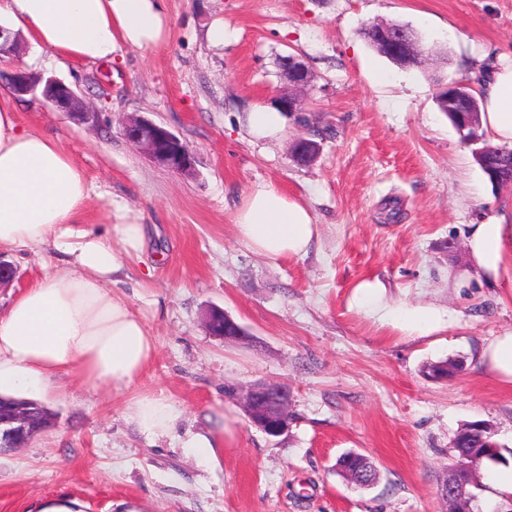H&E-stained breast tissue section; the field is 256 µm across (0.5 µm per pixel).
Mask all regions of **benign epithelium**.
Listing matches in <instances>:
<instances>
[{
	"mask_svg": "<svg viewBox=\"0 0 512 512\" xmlns=\"http://www.w3.org/2000/svg\"><path fill=\"white\" fill-rule=\"evenodd\" d=\"M387 56L403 59L415 66L422 56L420 42L382 33L379 35ZM288 80L292 89L275 98V104L286 113L302 112L299 93L310 86V72L306 65L296 59L288 61ZM6 84L18 99L41 91L59 111L79 125H93L99 121V112L63 81L54 77L45 78L25 69H15L6 77ZM122 133L127 142L152 162L184 175L194 173V154L181 139L168 128L143 116H136L123 123ZM319 146L299 137L292 144V155L299 162H309ZM243 407L250 422L270 436H279L288 430L290 394L288 388L278 384H255L247 388ZM37 435L31 427L29 411L14 407L5 416H0V442H28ZM497 445L488 444L483 455H472L456 460L452 470L471 476L478 471L483 456L491 455Z\"/></svg>",
	"mask_w": 512,
	"mask_h": 512,
	"instance_id": "7a95c632",
	"label": "benign epithelium"
}]
</instances>
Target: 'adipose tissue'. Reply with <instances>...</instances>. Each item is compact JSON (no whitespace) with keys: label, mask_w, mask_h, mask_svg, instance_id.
<instances>
[{"label":"adipose tissue","mask_w":512,"mask_h":512,"mask_svg":"<svg viewBox=\"0 0 512 512\" xmlns=\"http://www.w3.org/2000/svg\"><path fill=\"white\" fill-rule=\"evenodd\" d=\"M0 27L39 47L85 62L112 59L120 48L165 43L172 26L163 0H0ZM480 124L489 139L512 148V63L486 57L479 69ZM90 200L70 151L46 133L22 127L11 94L0 93V248H54L59 261L0 311V394L65 391V378L119 391L135 383L157 353L143 314L133 306L145 283L132 279L146 230L135 209L108 211L106 225L79 223ZM237 237L277 262L308 254L319 229L308 207L272 185H255L234 217ZM467 266L452 285L512 289V207L471 225ZM349 306L397 335L426 337L451 328L450 309L433 303L390 305L376 278L359 281ZM479 364L512 386V331L484 346ZM126 419L147 436L170 435L179 412L167 398L140 395Z\"/></svg>","instance_id":"ef3b65f1"}]
</instances>
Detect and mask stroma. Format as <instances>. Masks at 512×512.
I'll return each mask as SVG.
<instances>
[{"label":"stroma","mask_w":512,"mask_h":512,"mask_svg":"<svg viewBox=\"0 0 512 512\" xmlns=\"http://www.w3.org/2000/svg\"><path fill=\"white\" fill-rule=\"evenodd\" d=\"M172 35L112 62L75 61L22 39L0 70L23 65L56 77L100 109L78 125L41 97L18 101L22 125L66 146L92 187L81 217L99 229L106 210L137 209L150 241L130 273L152 267L164 309L149 318L157 354L130 393L168 396L178 432L224 421L217 460L171 438L139 433L122 412L130 393L107 395L72 379L66 394L35 393L54 427L0 453V512H445L440 490L462 424L484 422L512 460V388L477 355L512 330V295L448 286L463 265L470 225L512 203V187L487 181L435 102L438 81H470L484 54L512 62V0H165ZM223 21L226 42L207 31ZM393 21L418 33L427 61L393 64L364 35ZM311 73L301 116L279 140L254 139L244 112L288 92V57ZM140 115L174 132L195 156L180 175L123 137ZM320 145L298 164L292 141ZM268 183L302 201L319 236L301 258L271 264L237 240L233 218L248 191ZM398 219H390L391 211ZM56 252L4 249L16 278L0 305L29 287ZM377 278L391 304L426 301L454 311L439 335L408 338L350 309L353 286ZM226 311L246 340L210 336L209 307ZM462 359L461 372L428 379V364ZM291 396L288 430L252 426L234 397L257 383ZM348 451L377 477L349 483L335 470Z\"/></svg>","instance_id":"1"}]
</instances>
